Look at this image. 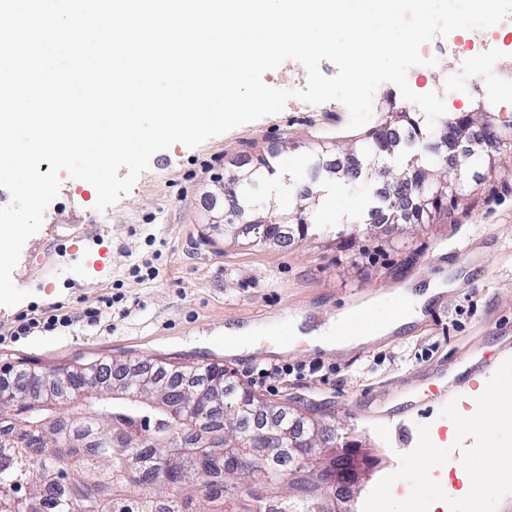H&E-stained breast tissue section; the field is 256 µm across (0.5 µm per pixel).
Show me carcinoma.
I'll use <instances>...</instances> for the list:
<instances>
[{
    "mask_svg": "<svg viewBox=\"0 0 512 512\" xmlns=\"http://www.w3.org/2000/svg\"><path fill=\"white\" fill-rule=\"evenodd\" d=\"M482 123L488 131L512 138V127L499 130L492 117L480 114H443L434 129L427 128L422 112L394 106L376 127L363 133L355 152L370 162L379 163L391 155L394 140L391 125L408 127L417 150L396 174L397 186L414 188L413 211H398L402 224H432L447 214L444 202L453 193L452 177L433 173L440 149L448 144V124L461 129ZM279 168L268 157H261L252 168L238 171L237 190L243 207L255 205L261 188L270 185ZM320 201L311 210L288 218L298 235L308 234L318 217ZM93 362L65 367L85 403L70 412V434L78 446L68 453L57 450L54 433L29 430L42 419L36 412L16 414V422H0V495L24 496L23 512H327L333 503H322L312 496L309 476L300 474L297 455L270 449L267 463L244 470L227 469L224 460L201 451L187 458L170 442L180 438V424L163 409L165 397L149 384L142 385L134 398L108 399L90 390ZM204 379L215 383V394L224 399L228 376L224 368L204 370ZM264 402L249 388H233V399L225 403L224 414L207 421L221 433V444L229 451L262 444L255 431L241 429L251 416L249 407ZM146 418L158 428L144 438L138 424ZM286 445H306L312 453H322L316 435L322 419L312 413L289 409L277 421ZM64 468L68 481L57 482L58 469ZM146 475L165 474L164 482L135 480L133 469Z\"/></svg>",
    "mask_w": 512,
    "mask_h": 512,
    "instance_id": "carcinoma-1",
    "label": "carcinoma"
}]
</instances>
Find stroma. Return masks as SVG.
Here are the masks:
<instances>
[{
    "mask_svg": "<svg viewBox=\"0 0 512 512\" xmlns=\"http://www.w3.org/2000/svg\"><path fill=\"white\" fill-rule=\"evenodd\" d=\"M414 92H433L447 112L491 102L500 122L512 124V84L493 72L475 74L448 55L415 66ZM349 112L338 101L303 105L239 126L190 149L156 153L130 191L106 211L95 208L90 183L60 172L61 189L41 229L25 243L14 283L31 293L0 306V370L24 361L43 366L79 358L104 363H156L164 358L202 369L221 365L237 383L255 387L266 402L311 407L343 435L348 451L378 455L350 496L356 512L385 476L399 467L404 448L384 427L388 413L409 414L414 425L438 435L450 449L448 420L440 411L456 401L462 415L476 411L475 393L512 358V144L500 149L495 171L473 168L448 219L437 224L372 222L370 201L388 179L361 174L328 183L302 170L293 193L276 196L291 211L307 189L334 190L321 208L328 231L293 238L290 245H255L247 236L224 241L208 222L205 193L232 170L249 169L256 155L298 161L320 143L336 142L323 162L345 159ZM466 234V258L452 250ZM444 283L423 317L374 341L323 350L296 341L270 349L275 323L297 320L309 331L344 311L381 298L376 315L391 308L401 286L415 294ZM65 314L72 322L52 331L16 335L29 319ZM263 328L251 353L224 352V332ZM288 365L286 384L254 386L256 368ZM454 374L430 389L428 377L445 365Z\"/></svg>",
    "mask_w": 512,
    "mask_h": 512,
    "instance_id": "obj_1",
    "label": "stroma"
}]
</instances>
